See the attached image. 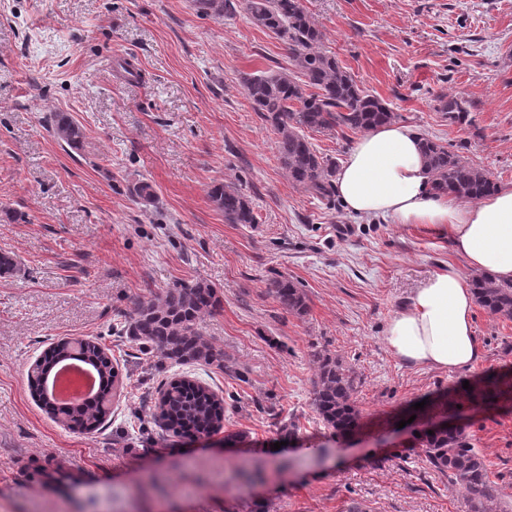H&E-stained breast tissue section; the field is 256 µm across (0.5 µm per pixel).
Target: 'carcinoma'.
<instances>
[{"label":"carcinoma","mask_w":512,"mask_h":512,"mask_svg":"<svg viewBox=\"0 0 512 512\" xmlns=\"http://www.w3.org/2000/svg\"><path fill=\"white\" fill-rule=\"evenodd\" d=\"M201 17L219 19L240 7L258 28L272 34L287 52L291 68L278 66L258 73H244L241 85L252 108L278 136L282 168L291 182L309 192L329 197L334 190L336 161L316 152L305 129L316 131L363 132L395 120L387 103L362 89L336 57L321 48L322 32L303 7L301 0H194ZM439 111L460 123L465 120L464 103L445 95L437 97ZM53 136L75 146L82 138L81 127L68 115L57 113L51 121ZM423 156L433 188L459 200L476 201L496 188L490 173L448 145L423 139ZM209 195L224 214L227 224H254L256 216L248 198L235 186L220 183ZM470 286L477 304L489 315L512 320V280L500 281L475 273ZM269 291L288 312L303 317L307 297L298 283L273 278ZM221 305L217 291L197 282L175 284L135 303L125 319L123 331L144 355H156L173 365L221 364L224 354L207 341L200 328L201 317ZM91 366L112 387L118 374L112 357L92 343L64 341L50 348L58 357L67 351ZM359 384L354 370L337 357L318 359L312 405L323 425L336 434L357 427L359 411L353 399ZM109 392L74 406H56L53 413L65 421H76L91 433L105 423ZM155 418L174 437L188 429L210 434L223 427L224 401L209 387L187 377L162 383ZM428 465L448 477V484L470 496L474 512H486V503L502 498L501 489L489 480L484 457L462 427L446 431L423 430L415 438Z\"/></svg>","instance_id":"1"}]
</instances>
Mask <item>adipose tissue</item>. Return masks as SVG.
<instances>
[{
    "label": "adipose tissue",
    "mask_w": 512,
    "mask_h": 512,
    "mask_svg": "<svg viewBox=\"0 0 512 512\" xmlns=\"http://www.w3.org/2000/svg\"><path fill=\"white\" fill-rule=\"evenodd\" d=\"M336 192L350 214L448 230L460 264H449L417 288L390 318L384 340L413 366L474 369L483 352L464 272L512 280V184L471 203L437 193L423 162L421 135L391 122L353 142L336 172Z\"/></svg>",
    "instance_id": "ef3b65f1"
}]
</instances>
